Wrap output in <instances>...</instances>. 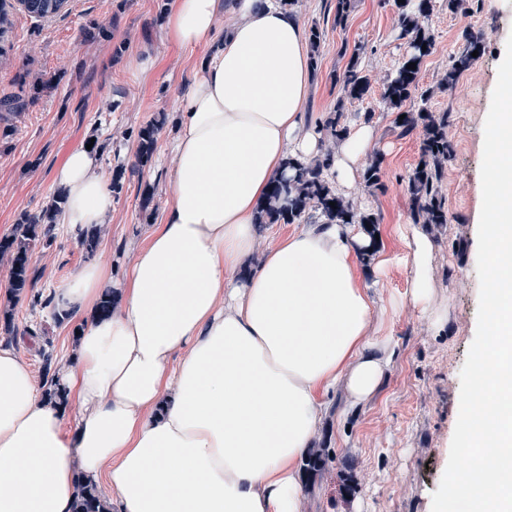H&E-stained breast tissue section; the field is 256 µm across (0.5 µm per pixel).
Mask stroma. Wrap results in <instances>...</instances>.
<instances>
[{
	"label": "stroma",
	"mask_w": 512,
	"mask_h": 512,
	"mask_svg": "<svg viewBox=\"0 0 512 512\" xmlns=\"http://www.w3.org/2000/svg\"><path fill=\"white\" fill-rule=\"evenodd\" d=\"M331 0H299L306 25L324 30L321 66L306 112L318 122L332 107L340 87L333 77L359 54L371 93L346 106L347 124L371 120L385 145L380 188L354 183L351 199L378 217L374 225L391 262L385 273L362 263L365 284L397 302L384 333L395 349L392 365L364 406L346 410L343 392L327 397L329 413L318 446L336 460L307 480L301 512H429L447 466L459 414L460 372L477 327L479 280L477 213L482 201L481 163L485 116L497 82L499 54L512 35V0H479L477 8L449 12L433 0L427 20L435 38L420 71V87L435 88L430 106L451 114L448 139L454 156L443 182L447 223L427 226L434 242L433 280L437 299L448 306L444 332L431 330L407 302L409 265L396 227L412 221L405 178L419 160L420 131L399 136L393 113L379 103L382 85L406 49L399 37L396 0H353L346 27H333ZM172 0H68L60 16L37 20L21 10L12 17L13 50L0 65V99L20 107L0 115V237L10 234L22 214H36L55 194L52 172L66 154L90 140L127 146L126 156L105 155V169L122 171V188L112 202V218L96 261L122 275L132 256L125 246L143 239L172 192L168 143L176 131L180 95L193 64L206 47L183 50L165 39V11ZM105 25L110 39L90 38V23ZM479 34L484 51L448 91L437 85L464 28ZM157 59L154 71H136L137 54ZM167 121L157 137L150 166L136 167L137 133L158 113ZM86 262L63 225L52 245H36L31 266L37 278L12 298L14 333L8 339L35 373L44 361L61 368L74 347L75 324L56 322L46 299L55 297ZM42 303H35V296Z\"/></svg>",
	"instance_id": "1"
}]
</instances>
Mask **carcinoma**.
I'll return each mask as SVG.
<instances>
[{
  "label": "carcinoma",
  "instance_id": "1",
  "mask_svg": "<svg viewBox=\"0 0 512 512\" xmlns=\"http://www.w3.org/2000/svg\"><path fill=\"white\" fill-rule=\"evenodd\" d=\"M67 0H19L18 6L29 16L46 19L58 15L65 8ZM9 0H0V59L7 54V34L11 21L7 8ZM400 35L408 40L409 51L403 55L394 71L387 78L381 93L384 107L396 111L394 123L403 135L415 129H421L422 141L420 160L407 176V192L412 203V216L416 224L440 225L448 223V209L445 207L441 188L445 169L453 155V147L448 141L450 113L436 112L423 106L415 111L402 109L403 104L413 94L420 93L422 102H427L432 91H419V73L421 64L431 52L434 36L422 24L433 9L432 0H401L397 3ZM352 8L351 0H336L333 24L343 27L348 21ZM311 48L313 64H318L317 53L323 39V30L316 24L306 31ZM483 52L482 43L477 34L469 29L461 32L459 46L449 57L448 72L439 88L446 90L453 86L458 77L467 71L476 58L472 53ZM416 64L409 69L407 65ZM341 86V96L336 104L319 121L323 139L337 143L347 130L345 121L346 102L362 100L370 93L368 76L360 68L359 55L350 57L342 73L335 76ZM165 123L161 116L154 123L139 131L138 165L147 166L155 151V136L159 126ZM333 151L327 149L313 163L292 161L289 163L292 176L274 184L270 199L288 197V207L280 208L273 203L265 207L259 216V224H297L313 223L324 219L338 224H376L375 214L355 206L339 193L327 179L325 170L331 166ZM382 158L374 156L364 169L363 180L367 187L376 188L381 181ZM64 203L63 194L56 195L51 205L37 216H22L10 234L0 238V260H6L12 290L23 294L33 283L30 268V256L39 243L50 244L53 239L55 215ZM101 236V228L87 230L80 241L86 256L95 254ZM335 456L327 448L312 450L302 461V469L308 475H317L328 469ZM72 512H106V504L97 486L83 482Z\"/></svg>",
  "mask_w": 512,
  "mask_h": 512
}]
</instances>
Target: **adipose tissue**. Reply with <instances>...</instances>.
<instances>
[{
	"label": "adipose tissue",
	"mask_w": 512,
	"mask_h": 512,
	"mask_svg": "<svg viewBox=\"0 0 512 512\" xmlns=\"http://www.w3.org/2000/svg\"><path fill=\"white\" fill-rule=\"evenodd\" d=\"M166 34L209 48L181 97L172 194L123 278L92 261L58 292L80 338L52 383L0 342V512H71L82 476L106 480L110 512H300L325 396L340 386L365 404L391 366L388 308L360 276L362 258L387 265L381 241L319 221L257 249L288 160L322 153L301 14L280 0H174ZM376 149L373 125L349 127L330 180L349 187ZM53 179L73 236L109 220L101 151L72 149ZM404 242L409 302L442 330L432 240L411 224ZM109 291L117 303L98 316Z\"/></svg>",
	"instance_id": "ef3b65f1"
}]
</instances>
